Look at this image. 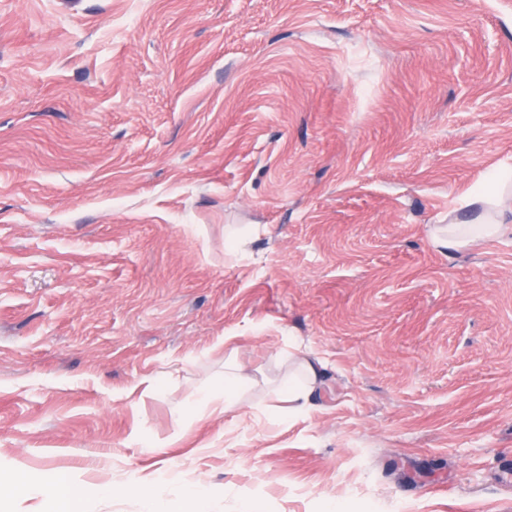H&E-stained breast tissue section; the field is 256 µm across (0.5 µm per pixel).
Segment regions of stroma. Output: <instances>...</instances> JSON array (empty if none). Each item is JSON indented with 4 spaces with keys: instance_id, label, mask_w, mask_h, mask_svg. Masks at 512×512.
<instances>
[{
    "instance_id": "obj_1",
    "label": "stroma",
    "mask_w": 512,
    "mask_h": 512,
    "mask_svg": "<svg viewBox=\"0 0 512 512\" xmlns=\"http://www.w3.org/2000/svg\"><path fill=\"white\" fill-rule=\"evenodd\" d=\"M504 161L512 0H0V472L512 512V233L429 239ZM228 355L270 384L226 414ZM318 371L310 361H297L292 374L289 373L275 391L277 397L288 402V411L293 416H303L310 407L318 382Z\"/></svg>"
}]
</instances>
